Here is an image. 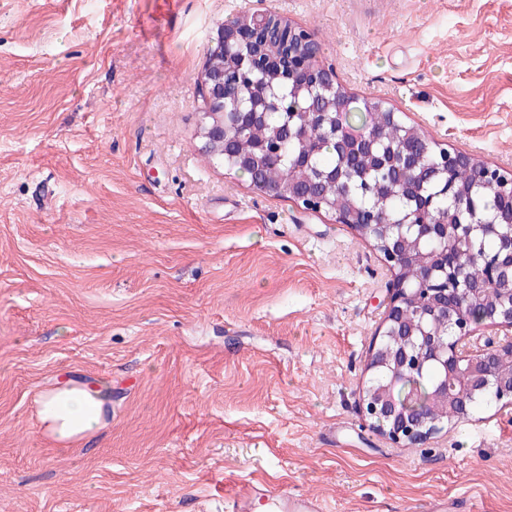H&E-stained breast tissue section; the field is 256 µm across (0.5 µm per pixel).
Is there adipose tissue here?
<instances>
[{"mask_svg": "<svg viewBox=\"0 0 512 512\" xmlns=\"http://www.w3.org/2000/svg\"><path fill=\"white\" fill-rule=\"evenodd\" d=\"M107 413V399L101 391L78 384H67L46 392L38 411L44 433L61 445L100 429Z\"/></svg>", "mask_w": 512, "mask_h": 512, "instance_id": "ef3b65f1", "label": "adipose tissue"}]
</instances>
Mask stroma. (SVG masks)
Returning <instances> with one entry per match:
<instances>
[{
	"label": "stroma",
	"mask_w": 512,
	"mask_h": 512,
	"mask_svg": "<svg viewBox=\"0 0 512 512\" xmlns=\"http://www.w3.org/2000/svg\"><path fill=\"white\" fill-rule=\"evenodd\" d=\"M249 0H0V512H512V406L400 447L361 407L391 273L209 162L210 37ZM349 95L512 173V0H263ZM107 386L62 449L39 396ZM262 507L264 512H323L316 498L295 495L264 484H248L240 491L224 497V509L229 512H251Z\"/></svg>",
	"instance_id": "stroma-1"
}]
</instances>
